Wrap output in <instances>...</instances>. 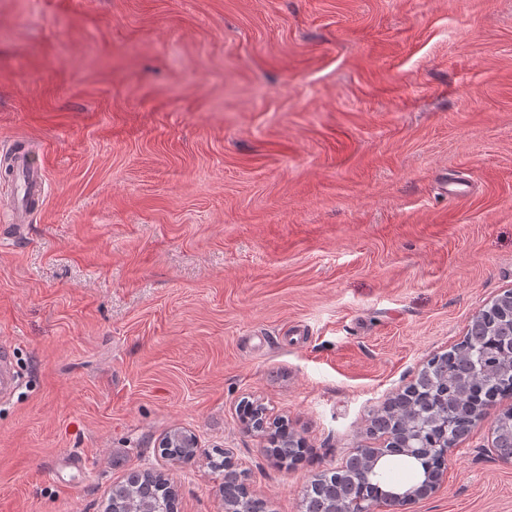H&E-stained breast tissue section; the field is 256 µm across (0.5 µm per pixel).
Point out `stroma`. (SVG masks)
I'll return each mask as SVG.
<instances>
[{
    "label": "stroma",
    "mask_w": 512,
    "mask_h": 512,
    "mask_svg": "<svg viewBox=\"0 0 512 512\" xmlns=\"http://www.w3.org/2000/svg\"><path fill=\"white\" fill-rule=\"evenodd\" d=\"M49 188L0 223V512H104L134 472L268 512L512 290V0H0V149ZM467 184L456 199L450 182ZM306 445L279 465L241 402ZM177 429L198 440L165 456ZM473 428L400 512H512ZM211 466L215 469H224V477L225 481L233 480L235 482V485L237 487L236 491H232V494H226L224 496V511L225 512H236L238 509L236 508V497L239 494H243L246 497H252L250 495V489L247 483L245 482V479L242 478V475L240 472L237 471L236 466L234 465V462L232 461V457L230 454H224V460H221L220 462L212 460ZM222 468V469H221ZM243 480L244 483L241 481Z\"/></svg>",
    "instance_id": "35a3bbf8"
}]
</instances>
